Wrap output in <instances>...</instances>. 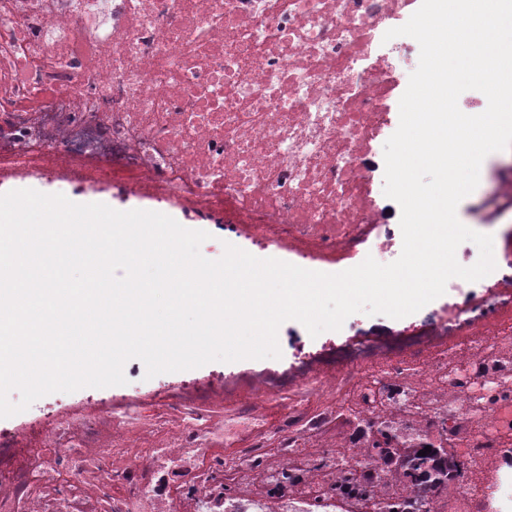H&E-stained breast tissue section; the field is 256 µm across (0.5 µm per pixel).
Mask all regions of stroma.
Returning a JSON list of instances; mask_svg holds the SVG:
<instances>
[{
	"label": "stroma",
	"mask_w": 512,
	"mask_h": 512,
	"mask_svg": "<svg viewBox=\"0 0 512 512\" xmlns=\"http://www.w3.org/2000/svg\"><path fill=\"white\" fill-rule=\"evenodd\" d=\"M500 165L497 154L486 157L481 182L457 209L459 220L477 232L492 235L493 246L497 249L512 246V209L506 207L494 211L489 206L493 190L492 173ZM31 187L47 194L61 193L69 198L81 196L109 206L160 213L179 211L188 229L208 232L209 238L201 244L200 252L210 260L221 258L228 243L259 258H276L291 264L298 259L295 248L279 235L276 228H269L263 244L259 245L245 222H228L224 214L200 210L182 201L165 198L156 190H139L122 182H81L64 173L54 175L40 171L19 172L0 179V193ZM426 317L437 319L450 329L456 323L457 311L449 306L447 297L442 296L419 312L401 319L356 313L344 321L340 330L325 331L315 337L310 336L298 321L288 320L278 330L281 358L211 362L150 379L145 376L144 364L132 359L124 366L126 384L106 388L86 387L72 393L56 392L43 396L26 411L0 419V429H11L21 437L32 427L49 430L66 419L109 412L121 420L112 436L113 446L160 448L168 438L185 427L172 408L170 397L175 391L190 392L201 399L204 417L194 423L193 430L203 437H212L224 422L249 412L274 417L288 400L305 396L313 412L329 411L333 414L321 440L307 443L308 454L317 456L327 453L339 457L346 453L358 422L351 413L337 411L335 384H327L313 393L307 392L301 385L280 391L269 390L252 405L226 398L225 389L249 380L258 385L265 376L287 371L298 351L320 353L367 336L408 334Z\"/></svg>",
	"instance_id": "35a3bbf8"
}]
</instances>
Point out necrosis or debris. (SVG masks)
<instances>
[{"instance_id":"obj_1","label":"necrosis or debris","mask_w":512,"mask_h":512,"mask_svg":"<svg viewBox=\"0 0 512 512\" xmlns=\"http://www.w3.org/2000/svg\"><path fill=\"white\" fill-rule=\"evenodd\" d=\"M421 0H0V166L60 170L84 180L125 174L167 196L278 224L302 248L334 253L367 243L377 221L362 163L396 130L401 86L383 36ZM469 307L451 339L357 343L302 361L309 389L340 380L338 410L371 420L406 415L412 380L445 390L429 412L438 438L457 441L459 468L430 496L431 512H512V360L474 345ZM467 353L456 365L459 353ZM488 391L474 415L476 388ZM267 447L251 420L245 445L219 457L206 439L134 448L114 466L103 447L112 418L94 415L19 447L0 430V512H224V479L251 485L256 469L295 479L293 512L330 507L335 482L311 491L306 442L316 429L289 405ZM492 460V479L470 468Z\"/></svg>"}]
</instances>
